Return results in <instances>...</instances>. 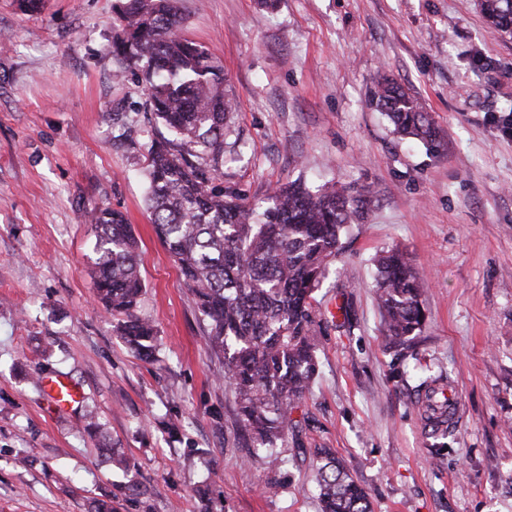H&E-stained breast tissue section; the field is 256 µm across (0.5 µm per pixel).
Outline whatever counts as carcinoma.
Returning <instances> with one entry per match:
<instances>
[{
  "instance_id": "carcinoma-1",
  "label": "carcinoma",
  "mask_w": 512,
  "mask_h": 512,
  "mask_svg": "<svg viewBox=\"0 0 512 512\" xmlns=\"http://www.w3.org/2000/svg\"><path fill=\"white\" fill-rule=\"evenodd\" d=\"M483 17L512 36V0H480ZM176 0H117L113 7L115 76L139 69L154 123L143 144L146 204L155 233L176 263L205 323L206 344L224 358L225 380L252 447L288 441L291 418L318 374L314 293L342 249L341 233L361 224L368 186L298 181L274 188L264 205L224 188L221 168L232 102L224 68L180 34ZM377 106L402 137L434 143L419 101L383 78ZM97 229L96 290L116 332L137 355L154 359L157 334L137 313L145 292L136 243L125 215L108 205L88 213ZM373 288L389 343L409 347L426 324L425 281L408 254L392 247L374 259ZM446 386L427 387L423 417L432 432L453 428ZM321 512H371L368 494L329 448L315 453Z\"/></svg>"
}]
</instances>
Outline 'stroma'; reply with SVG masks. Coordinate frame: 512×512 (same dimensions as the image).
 I'll use <instances>...</instances> for the list:
<instances>
[{"label":"stroma","instance_id":"obj_1","mask_svg":"<svg viewBox=\"0 0 512 512\" xmlns=\"http://www.w3.org/2000/svg\"><path fill=\"white\" fill-rule=\"evenodd\" d=\"M115 2L25 15L0 0V512H320L317 448L373 512H512V38L478 0H179L182 33L223 65L235 102L225 187L258 203L296 179L373 192L314 294L319 374L271 457L237 432L224 360L145 209L144 158L119 139L150 126L142 74L112 79ZM384 75L423 103L437 147L394 135L372 101ZM102 203L138 241L149 362L96 301L85 215ZM392 246L427 284L404 350L371 288ZM56 374L83 390L75 415L41 393ZM429 379L457 405L442 455L421 420Z\"/></svg>","mask_w":512,"mask_h":512}]
</instances>
